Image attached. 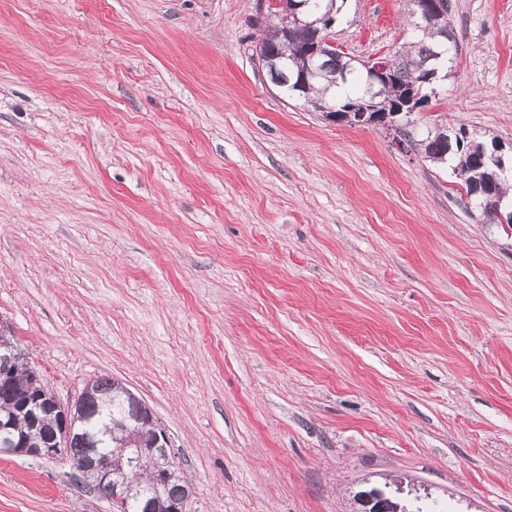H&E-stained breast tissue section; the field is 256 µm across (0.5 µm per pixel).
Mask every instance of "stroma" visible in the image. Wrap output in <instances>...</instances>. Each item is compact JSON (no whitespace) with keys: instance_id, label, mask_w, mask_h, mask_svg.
Masks as SVG:
<instances>
[{"instance_id":"obj_1","label":"stroma","mask_w":512,"mask_h":512,"mask_svg":"<svg viewBox=\"0 0 512 512\" xmlns=\"http://www.w3.org/2000/svg\"><path fill=\"white\" fill-rule=\"evenodd\" d=\"M427 121L512 148V0H451ZM406 0H346L361 59ZM263 0H0V323L66 402L152 409L188 512H512V228L448 166L330 123L253 55ZM0 512H110L0 455Z\"/></svg>"}]
</instances>
